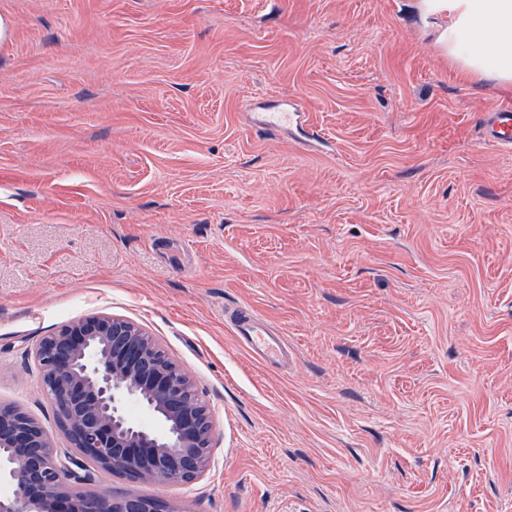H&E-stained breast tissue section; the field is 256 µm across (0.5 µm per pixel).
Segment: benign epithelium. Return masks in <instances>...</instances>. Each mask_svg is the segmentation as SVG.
Masks as SVG:
<instances>
[{
	"instance_id": "obj_1",
	"label": "benign epithelium",
	"mask_w": 512,
	"mask_h": 512,
	"mask_svg": "<svg viewBox=\"0 0 512 512\" xmlns=\"http://www.w3.org/2000/svg\"><path fill=\"white\" fill-rule=\"evenodd\" d=\"M141 328L112 315L64 325L35 351L44 393L53 399L60 428L77 457L60 460L53 439L24 411L0 404V512H176L162 500L140 504L98 498L92 509L67 481L74 465L134 478L189 482L208 468L213 434L201 412L182 400L192 382L155 361ZM137 401L163 424L157 432L131 422L124 403Z\"/></svg>"
}]
</instances>
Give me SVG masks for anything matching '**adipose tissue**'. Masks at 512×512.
<instances>
[{
    "instance_id": "1",
    "label": "adipose tissue",
    "mask_w": 512,
    "mask_h": 512,
    "mask_svg": "<svg viewBox=\"0 0 512 512\" xmlns=\"http://www.w3.org/2000/svg\"><path fill=\"white\" fill-rule=\"evenodd\" d=\"M449 64L465 78L512 88V0H420Z\"/></svg>"
}]
</instances>
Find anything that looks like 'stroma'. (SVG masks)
Masks as SVG:
<instances>
[{
    "label": "stroma",
    "mask_w": 512,
    "mask_h": 512,
    "mask_svg": "<svg viewBox=\"0 0 512 512\" xmlns=\"http://www.w3.org/2000/svg\"><path fill=\"white\" fill-rule=\"evenodd\" d=\"M419 0H0V401L68 442L34 350L138 324L210 411L209 470L82 484L181 512H512V90ZM300 123L265 132L259 102ZM286 337L287 368L228 309ZM484 135L489 142L512 147V108L489 112L484 120ZM232 333L237 341L268 368L278 367L287 349L283 336L256 314L239 310L229 315Z\"/></svg>",
    "instance_id": "1"
}]
</instances>
